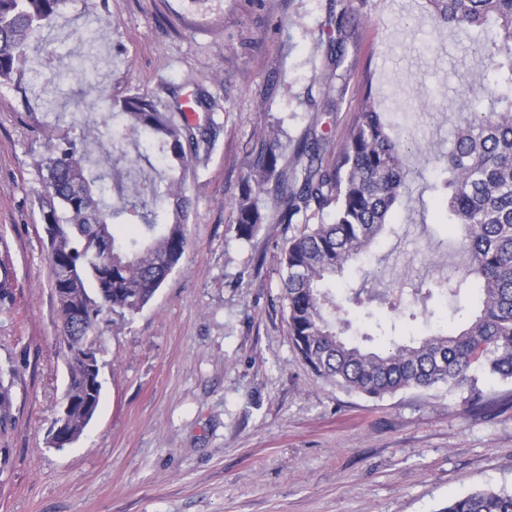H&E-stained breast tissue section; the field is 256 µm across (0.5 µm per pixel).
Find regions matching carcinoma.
<instances>
[{"label":"carcinoma","instance_id":"cac0c4a2","mask_svg":"<svg viewBox=\"0 0 512 512\" xmlns=\"http://www.w3.org/2000/svg\"><path fill=\"white\" fill-rule=\"evenodd\" d=\"M69 2L0 0V81L22 71L31 48L42 53L34 78L52 81L57 60L39 45L38 34L54 25ZM426 3L441 29L456 36L471 29L489 34L484 59L493 81L481 87L487 106L464 116L448 153L392 133L367 78L341 138L318 133L316 119L291 147L283 143L281 127L263 131L229 205L246 238L261 224H302L284 241L280 276L288 335L312 372L372 398L402 389L466 386L468 406L482 410L492 402L468 378L470 370L512 381V0ZM327 24L338 35L329 54L337 65L346 11L328 16ZM187 106L206 111L210 101L197 88L186 104L176 96L162 106L139 93L114 104L118 111L111 117L128 135L112 145L124 167L114 164L110 171L92 169L97 141L37 125L47 143L39 210L53 225L48 258L62 323L59 342L70 352L68 394L75 400L65 429L56 430V420L50 425L47 440L53 446L63 448L67 437L81 435L93 417L87 402L100 399L99 371L86 360V337L109 313L142 311L185 253L193 161L207 155L216 138L213 127L189 118ZM132 134L145 136L146 143L134 141L131 152L125 143ZM412 147L435 154L440 164L433 188L442 192L446 243L465 256L462 275L419 287L415 295L423 301L445 297L455 313L467 298L472 311L458 333L431 330L392 344L384 354L366 352L343 340L349 321L336 319L341 306L326 282L351 273L395 223L398 202L411 193L405 160ZM144 162L154 173L146 187L150 204H109L111 190L123 188L124 180L137 185ZM19 378L15 366L0 367V434L15 424L12 388ZM441 512H512V493L478 490L449 500Z\"/></svg>","mask_w":512,"mask_h":512}]
</instances>
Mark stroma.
I'll use <instances>...</instances> for the list:
<instances>
[{
    "instance_id": "35a3bbf8",
    "label": "stroma",
    "mask_w": 512,
    "mask_h": 512,
    "mask_svg": "<svg viewBox=\"0 0 512 512\" xmlns=\"http://www.w3.org/2000/svg\"><path fill=\"white\" fill-rule=\"evenodd\" d=\"M330 0H72L40 39L90 82L0 84V237L13 298L0 304V363L20 362L16 423L0 463V512H441L478 489L512 492V382L480 376L496 402L470 410L461 390L405 389L383 398L316 376L288 335L278 257L291 231L260 225L241 239L227 207L259 134L297 140L311 120L349 126L365 74L404 135L445 152L486 71L481 50L436 30L423 0H343L345 58L327 107ZM202 87L201 123L215 145L188 183L193 206L180 269L144 309L101 324V398L78 441L47 444L68 383L58 341L39 199L46 146L35 122L88 135L111 165L114 101L138 90L166 104ZM431 157L412 154L424 191L403 198L394 233L373 252L366 291L348 304L346 339L373 350L423 334L421 281L452 260L427 230L439 221Z\"/></svg>"
}]
</instances>
